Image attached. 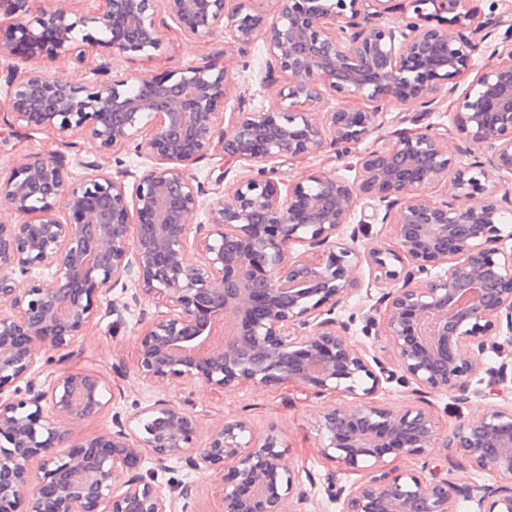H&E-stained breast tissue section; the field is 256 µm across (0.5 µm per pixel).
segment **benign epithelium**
I'll list each match as a JSON object with an SVG mask.
<instances>
[{"instance_id": "obj_1", "label": "benign epithelium", "mask_w": 512, "mask_h": 512, "mask_svg": "<svg viewBox=\"0 0 512 512\" xmlns=\"http://www.w3.org/2000/svg\"><path fill=\"white\" fill-rule=\"evenodd\" d=\"M68 2L34 10L30 0H0L31 63L3 75L0 122L79 135L106 157L126 148L147 164L133 172L119 161L112 172L79 159L84 175L71 181L67 157L52 150L0 179V208L15 217L0 220V437L9 444L0 448V512H186L193 484H158L138 467L145 452L168 473L175 461L220 475L224 512H298L309 501L314 481L282 464L276 435L226 419L199 447L197 417L165 400L72 443L60 420L101 413L106 386L52 361L117 288L130 299L112 301L114 314L142 294L167 308L138 315L136 369L146 380L352 396L316 422L321 454L363 473L333 494L341 512H458L462 502L512 512V402H494L512 384V363L485 362L512 343V20L485 17L471 0H409L413 15L397 27L382 22L390 0H101L93 11ZM167 17L187 36L227 24L243 48L263 41L260 81L278 87L280 109L226 113L234 80L216 63L147 81L104 61L91 83L39 65L45 55L80 65L98 47L149 57ZM478 40L493 44V62L474 64ZM471 70L452 118L456 147L426 126L360 154L354 182L314 171L283 190L274 178L279 160L370 139L390 107L433 110ZM329 92L361 106L312 111ZM471 143L483 159L464 165ZM215 155L256 174L208 188L190 166ZM438 187L448 200L430 199ZM477 194L482 202L468 204ZM200 211L205 220L191 223ZM358 214L361 224L390 223L395 248L360 249L359 230L349 229ZM296 244L306 251L292 254ZM365 265L386 291L366 293L374 304L364 332L386 337L391 361L354 344L355 315L336 317ZM482 374L487 389H471ZM394 379L419 399L473 392L493 402L441 433L424 407L371 400ZM430 448L464 457L491 482L386 469L387 455L408 461Z\"/></svg>"}]
</instances>
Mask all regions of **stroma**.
<instances>
[{"label":"stroma","instance_id":"35a3bbf8","mask_svg":"<svg viewBox=\"0 0 512 512\" xmlns=\"http://www.w3.org/2000/svg\"><path fill=\"white\" fill-rule=\"evenodd\" d=\"M163 35L161 49L152 56L137 53L117 55L111 59L113 69L152 80L176 70L215 62L223 65L236 81L227 100V111L250 112L280 106L281 100L275 90L263 87L259 82V70L266 59L263 42L239 49L227 28L218 30L207 39L189 37L170 27L164 29ZM56 149L65 150L67 158H70L67 173L72 178L82 173L80 167L73 165V158H90L96 152L95 146L87 141L81 142L79 150H68L55 134L19 133L0 125V176H8L15 163L23 157ZM359 154V149L355 148L351 153L340 156L326 150L301 160L284 159L278 162L275 177L288 183L320 170L352 180L357 175ZM137 318L138 312L134 310L123 313L119 318L109 313L101 314L79 336L76 344L67 348L68 359L63 364L65 370L98 372L112 388L122 392L121 397L114 399L100 415L71 424L74 442L84 443L109 431L113 413L131 414L136 406L157 399L174 401L197 416V441L201 444L207 442L212 427L224 418L242 416L249 420L256 435L278 434L283 449L282 461L287 467L314 476L317 485L307 507L308 512H340V505L331 500L326 489L327 475L335 474L336 483L340 486L351 485L359 480L360 475L347 471L321 454L314 423L326 407L350 403V396L337 392L316 395L291 384L265 388L247 384L217 392L197 381L158 383L143 380L134 364ZM428 400L436 422L443 430L454 422L456 416H477L487 406L483 397L475 395L464 403L438 393L430 394ZM177 475L195 486L190 512H223L222 486L212 470L181 469Z\"/></svg>","mask_w":512,"mask_h":512}]
</instances>
